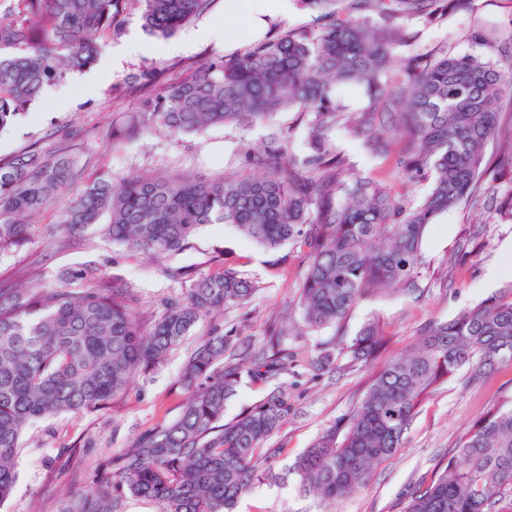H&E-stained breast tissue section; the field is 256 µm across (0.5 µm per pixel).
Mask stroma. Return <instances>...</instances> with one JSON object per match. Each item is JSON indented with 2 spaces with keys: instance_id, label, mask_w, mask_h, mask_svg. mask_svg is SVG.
<instances>
[{
  "instance_id": "35a3bbf8",
  "label": "stroma",
  "mask_w": 512,
  "mask_h": 512,
  "mask_svg": "<svg viewBox=\"0 0 512 512\" xmlns=\"http://www.w3.org/2000/svg\"><path fill=\"white\" fill-rule=\"evenodd\" d=\"M400 25L406 36L401 53L472 55L503 68L512 64V0H471L468 10L430 23L404 19ZM164 45V40L145 31L135 16H126L99 63L100 80L89 86L74 75L61 85L47 87L29 114L0 135V155L19 151L34 141L53 150L56 141L52 131L71 124L80 127L83 135L71 154L83 171L84 181L71 187L75 195L82 191L84 182L107 168L116 177L135 170L220 176L243 166L248 151L262 145L275 130L284 133L290 154L298 157L305 152L310 117L297 112L279 113L270 128L242 131L214 127L201 135L181 136L147 130L138 139L113 143V128L122 126L130 113L139 110L149 91H162L180 78L186 64L224 52L223 47L213 45L168 52ZM146 70L157 75L152 85L131 86V76ZM334 144L356 173L380 179L383 185L413 200L427 193L428 180L421 178L404 185L387 177L390 160L369 156L347 132H338ZM487 155L492 167L480 181L479 203L460 204L428 226L416 292L362 302L344 322L346 337H353L369 320H378L390 338L386 356H397L429 325L451 319L512 288V255L502 250L503 243L512 238V212L500 207L501 201L512 196V166L498 144H490ZM475 226L482 230L477 249L468 256H457L459 242ZM220 252L259 285L248 314L225 310L224 327L236 329L237 341L261 342L269 319L295 303L309 254L293 244L268 252L229 225L209 224L199 229L191 248L171 263L206 274L212 270L210 257ZM84 263L133 282L147 318L157 316L164 300L181 295L186 288L184 281L165 273V260L129 254L123 246L98 234L64 248L37 238L22 251L2 252L0 281H15L33 270L39 282L58 284L66 271ZM494 264L507 267L508 272L491 283L487 272ZM200 338L197 332L186 336L162 365L138 378L109 409L62 413L31 425L23 437L18 479L7 504L9 512H56L60 499L93 485L99 460L132 447L144 431L175 419L187 397L180 383L182 367ZM378 368V362L354 363L348 354L340 353L323 370L301 365L285 376L291 410L282 429L264 445L272 455L279 480L258 485L238 501L236 512H402L414 486L431 479L446 464L448 451L455 447L462 431L490 408L512 399L510 365L469 386L464 385L462 376H455L435 387L419 408L402 448L372 469L362 489L333 504L303 493L293 469L295 458L321 429L349 411ZM83 445L89 452L82 462L65 466L67 448Z\"/></svg>"
}]
</instances>
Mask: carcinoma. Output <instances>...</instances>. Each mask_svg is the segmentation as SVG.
Instances as JSON below:
<instances>
[{
	"label": "carcinoma",
	"instance_id": "cac0c4a2",
	"mask_svg": "<svg viewBox=\"0 0 512 512\" xmlns=\"http://www.w3.org/2000/svg\"><path fill=\"white\" fill-rule=\"evenodd\" d=\"M0 12V131L11 126L47 86L93 67L105 39L132 7L160 39L204 13L212 0H17ZM318 13L316 31H287L239 55L212 57L187 76L143 99L112 138L155 128L171 135L218 127L248 129L280 112H308L307 150L285 155L280 137L248 164L264 168L219 178L107 172L65 206L55 224L29 218L47 211L81 173L70 157L78 129L0 157V251L20 250L35 234L58 246L90 229L131 252L170 257L190 247L206 224H230L269 251L305 246L310 262L297 300L302 327L339 324L366 297L394 286L412 291L429 224L471 196L487 146L501 129L512 96V70L477 56L421 60L400 56L391 18L434 20L436 0H300ZM343 127L373 156H394L392 173L430 180L411 203L350 170L333 136ZM189 282L145 322L137 288L95 265L67 272L73 286L21 288L0 282V510L17 481L19 450L37 420L101 411L131 383L158 367L185 336L210 328L186 359L181 383L189 397L179 416L142 434L133 447L102 460L97 482L64 498L58 512H124L127 497L156 512H233L238 500L275 474L263 443L288 416L281 386L233 420L224 408L243 376L267 382L302 363L322 368L336 347L354 362L375 359L387 343L379 323L350 340L334 335L318 354L283 348L288 330L271 325L265 341L240 347L220 315L245 308L258 285L225 258ZM512 365V289L434 324L408 351L376 371L354 407L322 430L296 460L305 489L334 502L357 492L370 469L402 446L423 400L467 369L480 382ZM448 464L406 498L403 512H512V406L477 418L448 451Z\"/></svg>",
	"mask_w": 512,
	"mask_h": 512
}]
</instances>
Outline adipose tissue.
Masks as SVG:
<instances>
[{
    "label": "adipose tissue",
    "mask_w": 512,
    "mask_h": 512,
    "mask_svg": "<svg viewBox=\"0 0 512 512\" xmlns=\"http://www.w3.org/2000/svg\"><path fill=\"white\" fill-rule=\"evenodd\" d=\"M297 7L294 0H224V11L192 34L196 43H220L234 50L267 36L277 22L288 19Z\"/></svg>",
    "instance_id": "obj_1"
}]
</instances>
